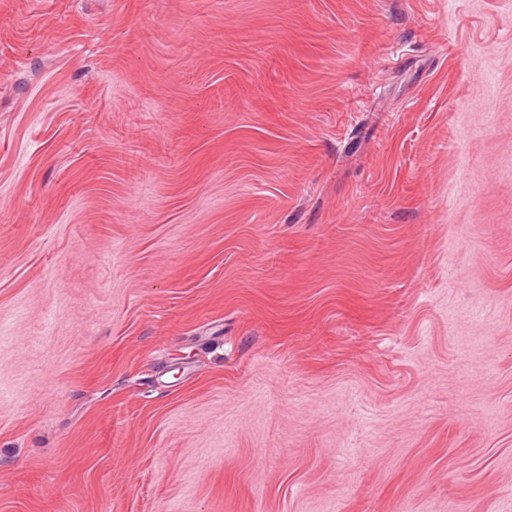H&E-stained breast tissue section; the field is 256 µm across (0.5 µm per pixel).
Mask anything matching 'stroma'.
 <instances>
[{
    "label": "stroma",
    "mask_w": 512,
    "mask_h": 512,
    "mask_svg": "<svg viewBox=\"0 0 512 512\" xmlns=\"http://www.w3.org/2000/svg\"><path fill=\"white\" fill-rule=\"evenodd\" d=\"M512 0H0V512H507Z\"/></svg>",
    "instance_id": "35a3bbf8"
}]
</instances>
